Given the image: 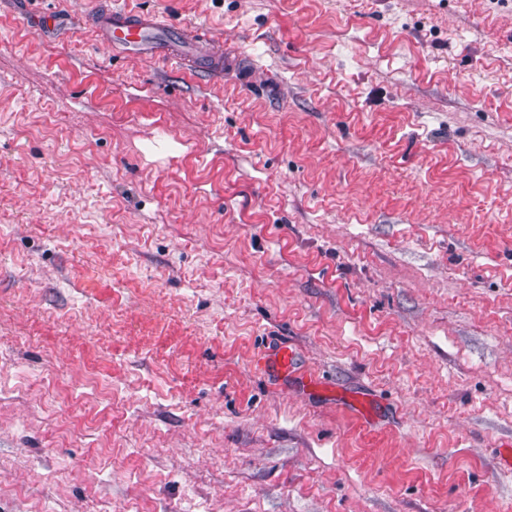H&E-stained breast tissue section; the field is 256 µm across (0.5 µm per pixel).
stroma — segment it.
I'll return each mask as SVG.
<instances>
[{"label":"stroma","mask_w":512,"mask_h":512,"mask_svg":"<svg viewBox=\"0 0 512 512\" xmlns=\"http://www.w3.org/2000/svg\"><path fill=\"white\" fill-rule=\"evenodd\" d=\"M508 441L512 0H0V512H505ZM94 28L97 37L111 45L113 50L150 59L174 60L188 71L196 70L193 65L195 53L204 56L224 52V48L216 47L206 33H200L183 49L176 50L177 38L174 33L180 36L183 43V30L176 28L169 17L161 12L113 9L94 23ZM255 364L260 369L271 372L277 376H295L299 378V383L303 391L309 388L322 390L325 386L323 380L316 376L298 373V355L290 346L281 345L270 351L258 354L255 358Z\"/></svg>","instance_id":"35a3bbf8"}]
</instances>
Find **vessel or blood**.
<instances>
[{"label": "vessel or blood", "instance_id": "b4317fda", "mask_svg": "<svg viewBox=\"0 0 512 512\" xmlns=\"http://www.w3.org/2000/svg\"><path fill=\"white\" fill-rule=\"evenodd\" d=\"M100 40L122 53L150 58L169 59L192 69L195 55L216 53L217 48L208 34L188 42L184 49L175 47L176 28L169 17L161 12L142 13L130 9H113L106 12L94 25ZM257 367L283 377H299L302 389H323L322 379L300 375L298 355L289 346L281 345L260 353L255 358Z\"/></svg>", "mask_w": 512, "mask_h": 512}]
</instances>
